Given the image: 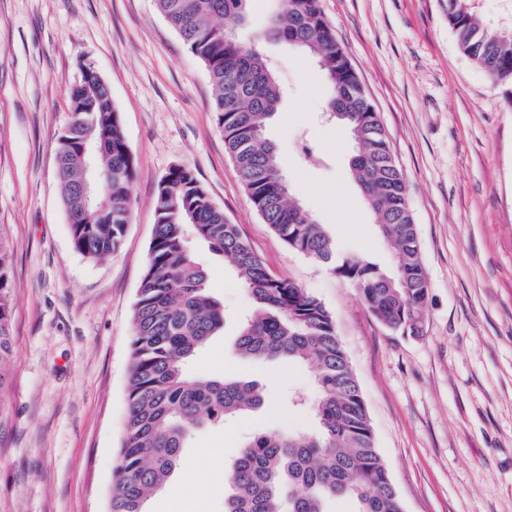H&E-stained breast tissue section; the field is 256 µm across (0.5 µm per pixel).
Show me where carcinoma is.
I'll use <instances>...</instances> for the list:
<instances>
[{
  "instance_id": "obj_1",
  "label": "carcinoma",
  "mask_w": 512,
  "mask_h": 512,
  "mask_svg": "<svg viewBox=\"0 0 512 512\" xmlns=\"http://www.w3.org/2000/svg\"><path fill=\"white\" fill-rule=\"evenodd\" d=\"M248 0H155L157 11L200 59L215 91L213 112L224 147L253 206L290 249L328 265L348 281L386 327L420 330L429 285L402 172L385 129L327 24L320 0H279L269 35L316 59L330 88L333 119L355 133L350 168L395 269L340 251L336 238L292 198L278 153L267 138L281 100L278 81L236 31ZM448 26L462 51L492 78L512 84V37L483 25L472 0H448ZM71 124L59 138L58 184L75 250L101 258L122 243L131 221L135 168L108 85L82 74L71 96ZM97 145V199L83 193V147ZM156 224L133 310L134 336L118 463L109 512H145L181 461L191 433L264 404L252 381L195 378L188 360L224 327V309L206 288L208 274L190 240L206 243L236 269L256 304L241 325L244 358L285 360L316 371L317 422L310 435L263 433L248 438L224 480V512H328L336 497L355 512H403L378 448L359 383L336 336L330 311L305 289L269 272L238 225L209 198L194 172L173 167L159 181ZM12 260L0 226V364L13 351Z\"/></svg>"
}]
</instances>
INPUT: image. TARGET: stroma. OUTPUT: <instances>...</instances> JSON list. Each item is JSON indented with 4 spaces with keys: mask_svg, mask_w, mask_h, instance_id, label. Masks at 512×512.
<instances>
[{
    "mask_svg": "<svg viewBox=\"0 0 512 512\" xmlns=\"http://www.w3.org/2000/svg\"><path fill=\"white\" fill-rule=\"evenodd\" d=\"M447 0H320L379 114L417 224L429 296L419 334L385 327L355 288L265 224L224 148L204 64L154 0H0V225L13 264V352L0 390V512H108L126 409L132 314L159 180L191 169L268 270L330 310L404 512H512V86L458 47ZM249 0L239 41L283 89L267 128L295 196L337 242L384 268L392 251L349 171L353 132L325 114L319 65L266 37ZM109 86L132 154L131 222L98 259L73 247L56 179L81 65ZM194 255L224 330L193 376L257 381L265 405L201 428L147 512H224L247 436L316 427L313 371L239 356L254 303L207 244Z\"/></svg>",
    "mask_w": 512,
    "mask_h": 512,
    "instance_id": "obj_1",
    "label": "stroma"
}]
</instances>
